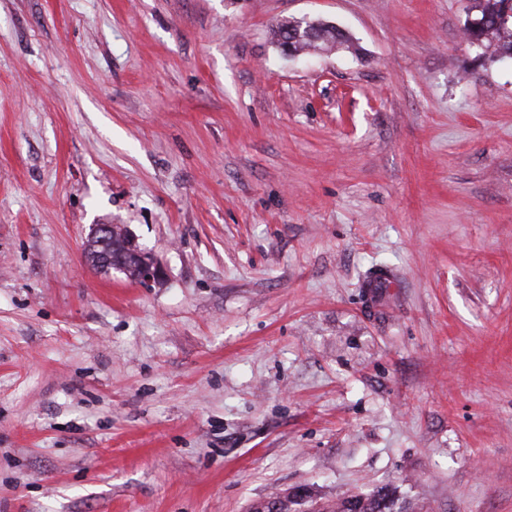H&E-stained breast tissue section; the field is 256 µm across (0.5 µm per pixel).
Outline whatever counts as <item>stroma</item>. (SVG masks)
<instances>
[{
	"mask_svg": "<svg viewBox=\"0 0 512 512\" xmlns=\"http://www.w3.org/2000/svg\"><path fill=\"white\" fill-rule=\"evenodd\" d=\"M472 4L0 0V512H512V58ZM95 224L164 278L93 268ZM291 33H299V38L295 37L294 41L288 42V50L295 53L310 47L334 46L345 41L344 33L335 26L318 24L302 27L298 22L288 21V24L278 27V35L283 45L287 46L286 40L289 41ZM303 490L300 497L285 496V507L283 512H290L291 505L302 507V512H406L405 506L394 510L396 500L393 492L378 490L368 495H352L339 498L336 504H328L314 499L309 491L304 487H298Z\"/></svg>",
	"mask_w": 512,
	"mask_h": 512,
	"instance_id": "obj_1",
	"label": "stroma"
}]
</instances>
